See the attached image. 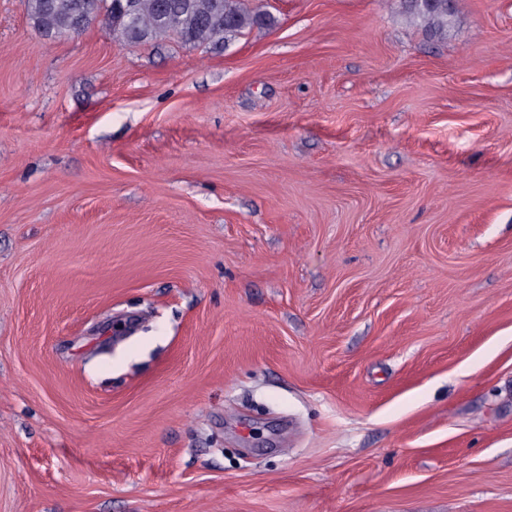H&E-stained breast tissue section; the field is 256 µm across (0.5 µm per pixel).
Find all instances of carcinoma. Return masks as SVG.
<instances>
[{
	"mask_svg": "<svg viewBox=\"0 0 512 512\" xmlns=\"http://www.w3.org/2000/svg\"><path fill=\"white\" fill-rule=\"evenodd\" d=\"M134 12H122L125 0H22L33 28L62 39L100 19L123 45L174 35L194 45L229 46L245 30L272 27L268 12L247 8L244 0H133ZM410 18L433 33L448 29V0H403Z\"/></svg>",
	"mask_w": 512,
	"mask_h": 512,
	"instance_id": "carcinoma-1",
	"label": "carcinoma"
}]
</instances>
